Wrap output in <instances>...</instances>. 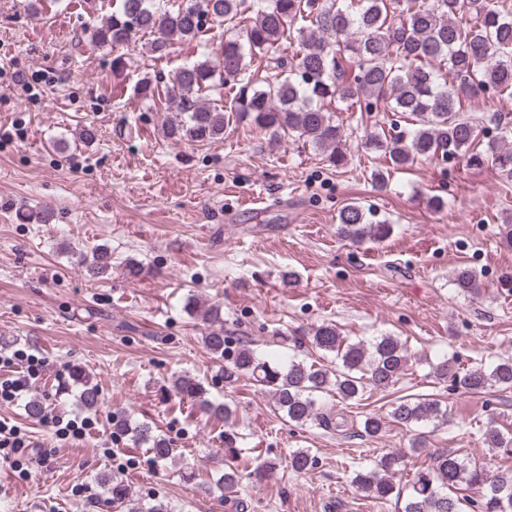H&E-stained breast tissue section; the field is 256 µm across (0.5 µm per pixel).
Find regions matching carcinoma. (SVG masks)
Listing matches in <instances>:
<instances>
[{
	"label": "carcinoma",
	"mask_w": 512,
	"mask_h": 512,
	"mask_svg": "<svg viewBox=\"0 0 512 512\" xmlns=\"http://www.w3.org/2000/svg\"><path fill=\"white\" fill-rule=\"evenodd\" d=\"M220 21L234 35L205 54V60L185 64L165 83L167 110L178 117L167 125L168 135L189 142L224 136L228 113L237 112L278 144L285 137L326 153L335 167L344 164L343 124L324 105L341 102L345 112H371L386 105L393 120L389 130L370 133L365 149L385 158L386 170L374 173V191L387 190L389 170H405L419 160L449 163L467 160L473 166L489 164L512 178V140L501 137L487 143L470 121L460 117L486 91L512 98V5L507 0H183L175 8L156 0H119V6L89 30L91 41L120 49L142 33L156 36L153 50L164 52L175 39L193 40L208 20ZM293 49L287 57L281 46ZM262 55L274 63L275 73L264 79L247 76V58ZM163 77H142L137 95L153 103ZM229 103L213 102V95ZM408 127L401 128V123ZM393 226L372 222L367 211L350 202L338 214V235L364 243H381ZM83 267L93 279L108 275L112 252L98 245L83 255ZM457 293H479L476 274L469 268L453 270ZM207 348L224 360V384L247 378L272 395L276 408L297 426L329 424L330 412L320 406L326 395L344 401L359 400L366 389L395 386L411 362L406 343L384 334L348 343L336 325L323 323L312 335L315 349L334 355L336 364H309L290 358L284 363L258 355L249 346L225 354L221 329L204 336ZM437 379L451 390L480 394L496 387L512 389V356H496L469 369L456 356L432 365ZM86 407L99 403V388L90 377L72 371ZM176 393L199 400L203 411L229 424L233 410L222 402L203 398L205 388L189 376L173 380ZM402 425L448 423V408L426 397H400L390 412ZM113 433L132 434L150 444L155 462L166 461L173 448L152 434L146 423L131 425L124 417L112 419ZM481 440L492 455L512 457V433L491 424ZM224 433V473L218 485L231 489L241 474V449ZM401 454L380 458L372 467L353 472L352 485L367 498L404 499L403 512H512V476L492 477L483 468L468 467L453 453H443L418 471L406 487L395 482ZM310 449L290 454L296 472L311 470ZM108 500L122 512H171L161 501L145 504L133 498L130 486L113 477L105 481ZM474 488L479 497L459 494Z\"/></svg>",
	"instance_id": "obj_1"
}]
</instances>
